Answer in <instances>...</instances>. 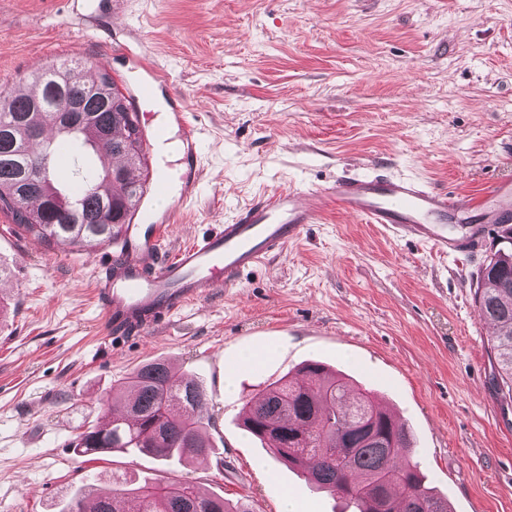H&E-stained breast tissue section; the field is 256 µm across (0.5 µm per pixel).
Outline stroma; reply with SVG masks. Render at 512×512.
Masks as SVG:
<instances>
[{"label":"stroma","mask_w":512,"mask_h":512,"mask_svg":"<svg viewBox=\"0 0 512 512\" xmlns=\"http://www.w3.org/2000/svg\"><path fill=\"white\" fill-rule=\"evenodd\" d=\"M134 34L199 128L196 194L166 252L283 186L383 167L471 198L512 179V0H0V91L86 55L119 85L137 81L117 51ZM496 230L441 256L333 211L240 288L115 340L92 296L105 247L50 248L0 212V512H58L74 489L123 473L178 476L253 512H278L286 490L302 512H342L241 420L261 385L309 361L398 414L452 512H512V402L473 288ZM249 352L258 360L241 367ZM155 358L204 387L216 456H77L71 443L99 422L113 384Z\"/></svg>","instance_id":"35a3bbf8"}]
</instances>
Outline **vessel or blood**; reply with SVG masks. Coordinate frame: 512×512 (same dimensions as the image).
Here are the masks:
<instances>
[{"label":"vessel or blood","mask_w":512,"mask_h":512,"mask_svg":"<svg viewBox=\"0 0 512 512\" xmlns=\"http://www.w3.org/2000/svg\"><path fill=\"white\" fill-rule=\"evenodd\" d=\"M145 72L137 89L141 97H151L159 86L171 83L169 74L159 67L146 66ZM172 124L183 136L178 197L183 205L191 199L200 174L197 129L191 113L180 108L153 129L152 138H164ZM170 195L169 181L152 176L94 283L113 338L151 333L217 289L240 287L247 270L281 252L300 237L306 225L318 223L331 209L397 234L413 235L446 255L466 251L477 239L476 233L457 232V225L512 223L511 180L495 182L465 202L417 179L375 172L343 176L316 189L288 186L260 193L210 235L169 255L163 240L177 211H160L154 204Z\"/></svg>","instance_id":"obj_1"}]
</instances>
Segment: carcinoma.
I'll list each match as a JSON object with an SVG mask.
<instances>
[{
	"label": "carcinoma",
	"mask_w": 512,
	"mask_h": 512,
	"mask_svg": "<svg viewBox=\"0 0 512 512\" xmlns=\"http://www.w3.org/2000/svg\"><path fill=\"white\" fill-rule=\"evenodd\" d=\"M27 97L0 94V210L12 215L25 233L50 248L110 245L135 210L147 179L143 134L130 119V103L116 81L97 62L83 58L52 62L31 76ZM84 104L91 123L79 132L61 128L50 109L49 88ZM51 130L54 145L46 143ZM118 130L112 139L117 165H87L73 159L70 177L60 179L42 165L51 147L71 149L75 141L97 147V132ZM83 187L82 219H77L71 189ZM478 317L495 329L492 349L500 369L499 391L512 398V226L500 225L498 244L477 277ZM299 379H281L260 390L244 407L243 425L267 442L271 452L302 473L316 488L338 495L356 512H450L448 503L425 486L411 457L410 435L373 399L369 389L350 396L343 377L313 362ZM112 403L126 416L112 417L78 434L73 450L89 456L95 448L150 454L160 461L194 460L214 454L205 390L176 377L169 363L151 360L112 386ZM99 499L98 512H252L248 503L226 500L194 482L171 479L130 487L75 493L62 512H80L82 498Z\"/></svg>",
	"instance_id": "cac0c4a2"
}]
</instances>
